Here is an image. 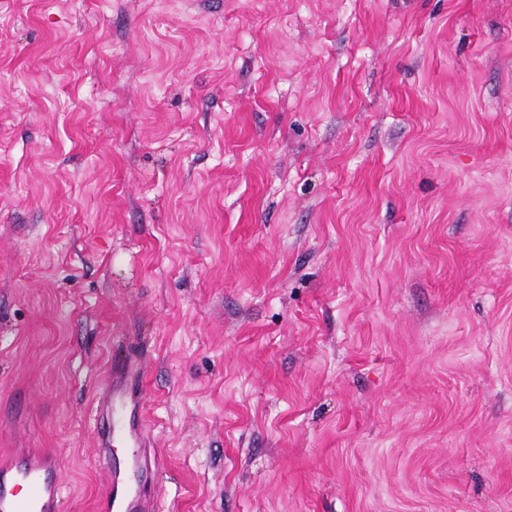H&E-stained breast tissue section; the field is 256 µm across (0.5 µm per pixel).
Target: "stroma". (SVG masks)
I'll return each instance as SVG.
<instances>
[{
    "mask_svg": "<svg viewBox=\"0 0 512 512\" xmlns=\"http://www.w3.org/2000/svg\"><path fill=\"white\" fill-rule=\"evenodd\" d=\"M512 512V0H0V463L96 512ZM144 376L133 361L112 366V381L96 396L98 454L112 468V482L102 501L106 512H157L146 491L159 476L161 453L148 448L149 439L140 418ZM121 450L124 466L112 462Z\"/></svg>",
    "mask_w": 512,
    "mask_h": 512,
    "instance_id": "1",
    "label": "stroma"
}]
</instances>
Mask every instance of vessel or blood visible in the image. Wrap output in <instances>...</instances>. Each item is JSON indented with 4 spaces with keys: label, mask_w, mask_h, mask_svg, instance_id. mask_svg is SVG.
<instances>
[{
    "label": "vessel or blood",
    "mask_w": 512,
    "mask_h": 512,
    "mask_svg": "<svg viewBox=\"0 0 512 512\" xmlns=\"http://www.w3.org/2000/svg\"><path fill=\"white\" fill-rule=\"evenodd\" d=\"M143 380L137 363L115 364L111 383L96 396L98 453L112 466L102 495L106 512H157L147 487L159 476L161 454L140 418ZM61 494L57 465L20 458L0 472V512H59Z\"/></svg>",
    "instance_id": "obj_1"
}]
</instances>
